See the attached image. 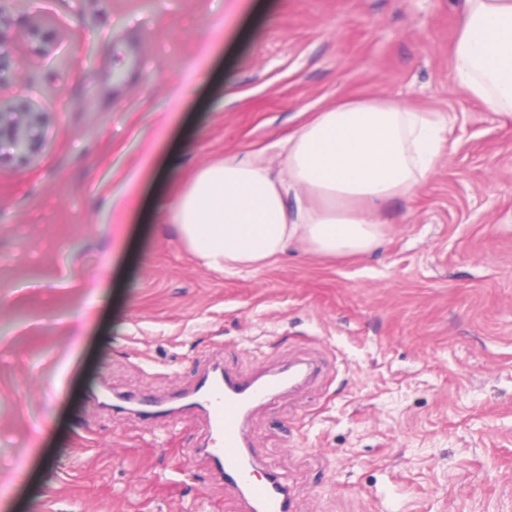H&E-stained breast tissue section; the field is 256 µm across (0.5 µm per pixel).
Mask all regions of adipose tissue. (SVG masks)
<instances>
[{"mask_svg":"<svg viewBox=\"0 0 512 512\" xmlns=\"http://www.w3.org/2000/svg\"><path fill=\"white\" fill-rule=\"evenodd\" d=\"M451 80L492 112L512 115V0H464ZM435 112L372 99L316 113L289 135L283 167L264 151L201 168L140 218L173 224L204 266L255 271L301 245L320 255L368 253L384 240L382 204L417 194L448 147Z\"/></svg>","mask_w":512,"mask_h":512,"instance_id":"1","label":"adipose tissue"}]
</instances>
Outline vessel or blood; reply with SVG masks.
Listing matches in <instances>:
<instances>
[{
    "mask_svg": "<svg viewBox=\"0 0 512 512\" xmlns=\"http://www.w3.org/2000/svg\"><path fill=\"white\" fill-rule=\"evenodd\" d=\"M286 377L283 371L260 381L228 374L217 385L203 379L196 391V402L209 423L205 452L225 483L237 490L236 512H289L287 484L271 473L257 476L245 437V420L251 408L279 394Z\"/></svg>",
    "mask_w": 512,
    "mask_h": 512,
    "instance_id": "vessel-or-blood-1",
    "label": "vessel or blood"
}]
</instances>
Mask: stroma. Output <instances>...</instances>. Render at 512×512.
<instances>
[{
    "mask_svg": "<svg viewBox=\"0 0 512 512\" xmlns=\"http://www.w3.org/2000/svg\"><path fill=\"white\" fill-rule=\"evenodd\" d=\"M4 18L0 98L50 117L25 163L0 140V502L227 512L186 394L214 364L304 360L246 422L293 512H512V116L451 81L463 0H14ZM360 98L448 122L379 249L223 274L138 220L160 180L174 196L227 156L280 162L314 112Z\"/></svg>",
    "mask_w": 512,
    "mask_h": 512,
    "instance_id": "stroma-1",
    "label": "stroma"
}]
</instances>
